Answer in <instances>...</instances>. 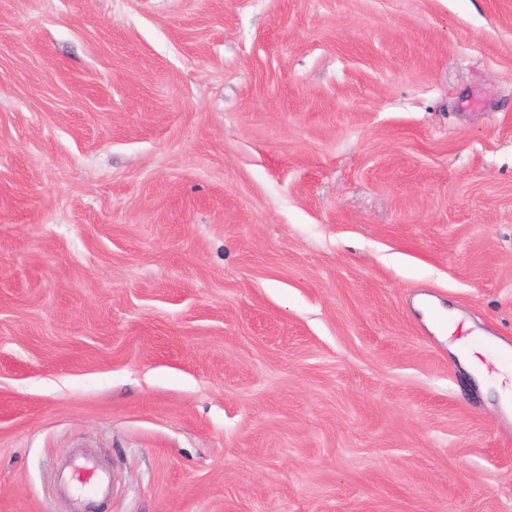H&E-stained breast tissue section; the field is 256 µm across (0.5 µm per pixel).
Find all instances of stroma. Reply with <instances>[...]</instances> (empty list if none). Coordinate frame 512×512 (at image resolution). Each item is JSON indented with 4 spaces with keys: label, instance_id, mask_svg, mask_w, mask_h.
<instances>
[{
    "label": "stroma",
    "instance_id": "35a3bbf8",
    "mask_svg": "<svg viewBox=\"0 0 512 512\" xmlns=\"http://www.w3.org/2000/svg\"><path fill=\"white\" fill-rule=\"evenodd\" d=\"M480 332L512 0H0V512H512ZM474 347H463L464 354L468 362V370L472 374L475 381L485 391H492L495 393L502 406L508 409L510 405V390L508 388L503 389L501 383L504 379L503 376L495 375L493 380L489 379L484 371V366L481 365L480 361L473 356ZM82 469L88 471L89 475L86 482L82 483L84 487L79 489L81 493L78 494V500L89 502L102 499L106 492L103 476L98 473L95 466L90 462H86Z\"/></svg>",
    "mask_w": 512,
    "mask_h": 512
}]
</instances>
